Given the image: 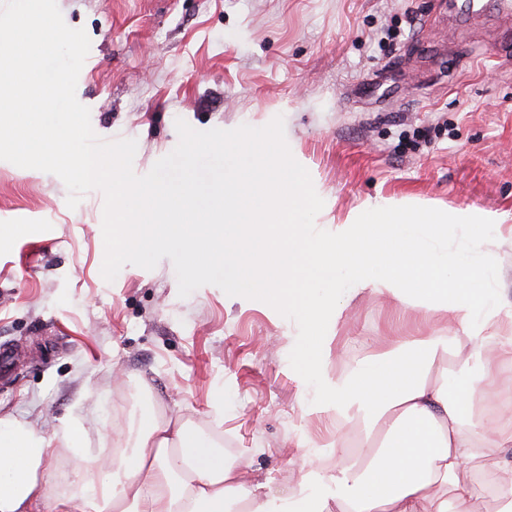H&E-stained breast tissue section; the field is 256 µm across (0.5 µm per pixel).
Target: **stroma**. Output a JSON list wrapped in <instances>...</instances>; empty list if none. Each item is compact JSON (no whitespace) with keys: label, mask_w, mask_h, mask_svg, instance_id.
I'll use <instances>...</instances> for the list:
<instances>
[{"label":"stroma","mask_w":512,"mask_h":512,"mask_svg":"<svg viewBox=\"0 0 512 512\" xmlns=\"http://www.w3.org/2000/svg\"><path fill=\"white\" fill-rule=\"evenodd\" d=\"M64 42L85 149L112 150L126 181L204 165L194 149L250 130L291 139L313 218L406 199L496 213L512 236V17L466 33L435 21L444 0H36ZM397 39H388V32ZM111 189L0 154V344L28 353L0 387V416L77 420L92 452L131 447L113 424L154 408L224 441L273 489L300 486L310 462L334 473L347 431L306 413L298 327L281 307L225 296L178 253L113 257ZM420 307L352 298L325 361L346 373L379 337L424 333ZM80 463L52 443L46 471L82 512ZM498 512L512 447L479 471Z\"/></svg>","instance_id":"35a3bbf8"}]
</instances>
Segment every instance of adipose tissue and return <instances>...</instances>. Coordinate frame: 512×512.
Here are the masks:
<instances>
[{"label":"adipose tissue","instance_id":"1","mask_svg":"<svg viewBox=\"0 0 512 512\" xmlns=\"http://www.w3.org/2000/svg\"><path fill=\"white\" fill-rule=\"evenodd\" d=\"M10 28L0 52V149L116 184L113 253L147 261L179 249L195 277L223 272L226 295L287 305L300 329L310 409L333 412L341 426L362 417L366 438L378 440L365 466L329 476L309 470L291 496L246 481L222 442L178 416L145 412L135 448L112 462L85 448L77 423L63 421L55 437L91 468L78 477L86 512H473L483 460L512 446V425L486 416L496 372L512 362V310L495 288L498 216L384 199L317 224L315 194L293 151L251 132L225 137L223 153L237 165L212 204H197L189 187L173 192L164 175L123 182L114 155L75 152L88 137L79 116L51 119L69 87L64 66L41 73V58L57 55L62 41L54 18L26 8ZM459 229L480 255L450 246ZM362 292L436 317L427 333L389 337L387 352L329 376L330 338L346 301ZM443 357L450 367H437ZM50 446L39 423L0 418V512H44Z\"/></svg>","mask_w":512,"mask_h":512}]
</instances>
